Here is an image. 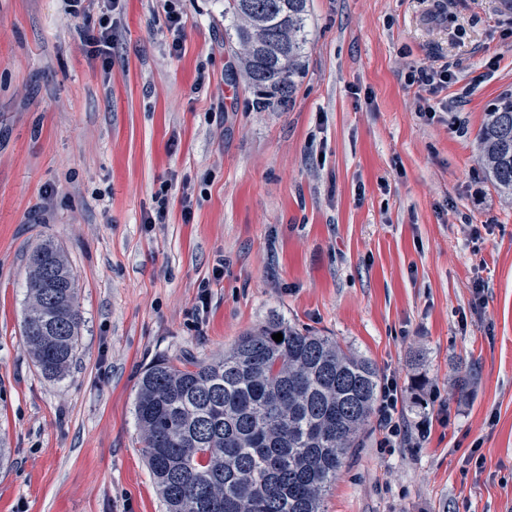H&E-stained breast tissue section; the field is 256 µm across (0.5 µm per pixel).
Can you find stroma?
Instances as JSON below:
<instances>
[{"instance_id":"1","label":"stroma","mask_w":512,"mask_h":512,"mask_svg":"<svg viewBox=\"0 0 512 512\" xmlns=\"http://www.w3.org/2000/svg\"><path fill=\"white\" fill-rule=\"evenodd\" d=\"M177 6L173 56L164 0H124L106 72L78 36L98 12L0 0V512H163L134 418L144 368L219 359L277 316L370 358L408 427L431 423L397 448L369 424L325 512H512V200L476 139L512 93V0H310L283 112L231 79L224 0ZM437 60L449 83L409 84ZM47 239L83 319L60 381L21 333ZM168 48L171 54H180L183 47L185 21L176 5V0H166Z\"/></svg>"}]
</instances>
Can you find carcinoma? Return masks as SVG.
I'll use <instances>...</instances> for the list:
<instances>
[{"instance_id": "carcinoma-1", "label": "carcinoma", "mask_w": 512, "mask_h": 512, "mask_svg": "<svg viewBox=\"0 0 512 512\" xmlns=\"http://www.w3.org/2000/svg\"><path fill=\"white\" fill-rule=\"evenodd\" d=\"M308 2L224 0L225 35L261 111L288 109L305 74ZM478 141L487 177L512 199V94L486 113ZM26 290L25 344L43 376L59 381L82 318L56 244L30 252ZM380 386L370 359L280 317L218 360L152 363L134 414L165 512H324Z\"/></svg>"}]
</instances>
